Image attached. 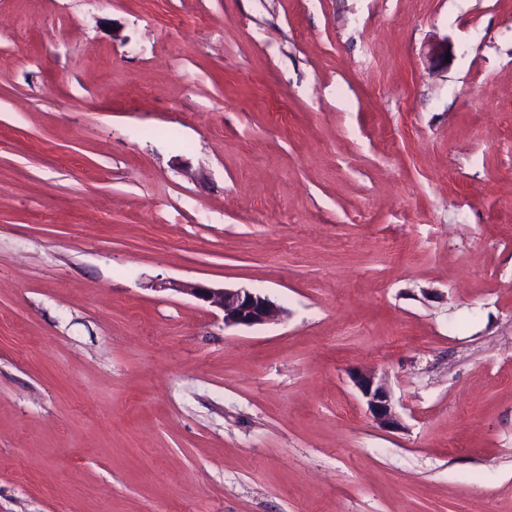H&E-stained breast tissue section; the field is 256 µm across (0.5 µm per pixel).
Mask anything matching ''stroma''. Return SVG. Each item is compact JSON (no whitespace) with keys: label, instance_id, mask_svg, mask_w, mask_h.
Masks as SVG:
<instances>
[{"label":"stroma","instance_id":"stroma-1","mask_svg":"<svg viewBox=\"0 0 512 512\" xmlns=\"http://www.w3.org/2000/svg\"><path fill=\"white\" fill-rule=\"evenodd\" d=\"M0 512H512V0H0ZM159 289L188 295L220 310L225 326H256L281 320L288 311L267 296L245 288H213L201 283L172 280ZM351 381L360 392L368 414L380 428L394 430L400 427L399 415L384 382L362 372L351 374Z\"/></svg>","mask_w":512,"mask_h":512}]
</instances>
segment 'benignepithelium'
<instances>
[{
  "mask_svg": "<svg viewBox=\"0 0 512 512\" xmlns=\"http://www.w3.org/2000/svg\"><path fill=\"white\" fill-rule=\"evenodd\" d=\"M161 289L188 295L220 310L226 326L264 325L288 315L284 307L245 288H213L196 282L172 280L163 283ZM351 381L360 392L368 414L380 428L394 430L400 427L399 415L384 382L362 372L351 374Z\"/></svg>",
  "mask_w": 512,
  "mask_h": 512,
  "instance_id": "1",
  "label": "benign epithelium"
}]
</instances>
